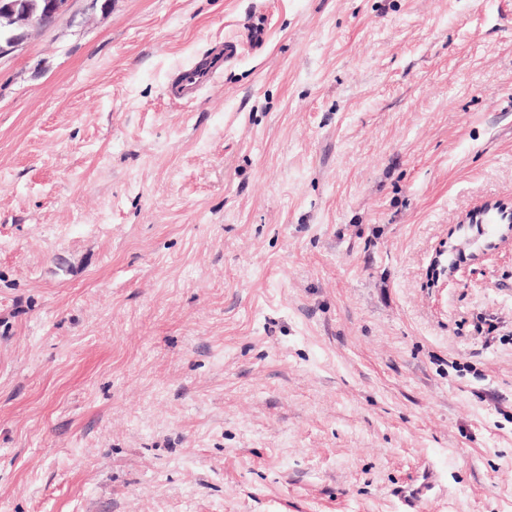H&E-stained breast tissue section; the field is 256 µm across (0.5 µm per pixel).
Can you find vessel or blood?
<instances>
[{
    "label": "vessel or blood",
    "mask_w": 512,
    "mask_h": 512,
    "mask_svg": "<svg viewBox=\"0 0 512 512\" xmlns=\"http://www.w3.org/2000/svg\"><path fill=\"white\" fill-rule=\"evenodd\" d=\"M267 24L264 16H254L247 24L243 39L225 41L222 53L218 54L213 64L208 66L193 65L182 70L168 85L170 98L185 102L195 101L203 89L208 87L221 73L226 62L236 59L242 43L258 46L264 43Z\"/></svg>",
    "instance_id": "obj_1"
}]
</instances>
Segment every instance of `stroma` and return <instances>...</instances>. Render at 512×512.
<instances>
[{
	"instance_id": "35a3bbf8",
	"label": "stroma",
	"mask_w": 512,
	"mask_h": 512,
	"mask_svg": "<svg viewBox=\"0 0 512 512\" xmlns=\"http://www.w3.org/2000/svg\"><path fill=\"white\" fill-rule=\"evenodd\" d=\"M495 201L512 0H71L0 58V512H512ZM240 46V40H226L223 52L216 56L212 65H192L182 70L168 85L169 97L185 102L195 101L202 90L220 75L222 68L224 69V63L238 57Z\"/></svg>"
}]
</instances>
